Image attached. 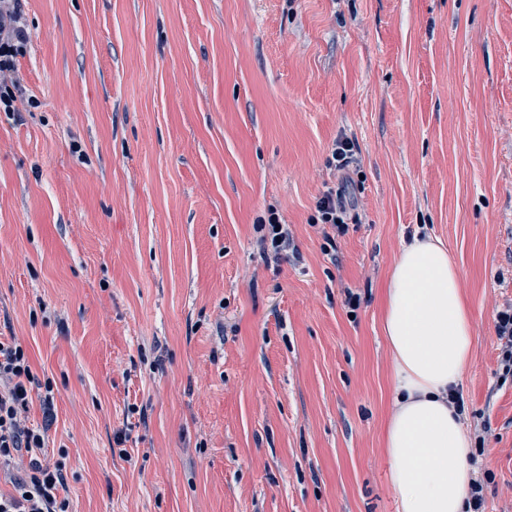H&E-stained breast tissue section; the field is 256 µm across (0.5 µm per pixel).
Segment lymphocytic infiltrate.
<instances>
[{
  "label": "lymphocytic infiltrate",
  "instance_id": "obj_1",
  "mask_svg": "<svg viewBox=\"0 0 512 512\" xmlns=\"http://www.w3.org/2000/svg\"><path fill=\"white\" fill-rule=\"evenodd\" d=\"M29 36L24 23L23 0H0V112L15 109L19 91L17 59L26 52ZM328 164L343 172L337 184L326 187L315 201L310 221L345 232L347 224L359 223L354 180L349 168L358 166L355 140L341 136L332 147ZM51 407L53 386L33 373L26 349L18 341H0V472L12 475L14 492L0 495V512H68L58 491L64 484L63 466H47L40 455L45 446L46 427L30 425L28 413L34 399ZM25 456L29 466L24 475L13 476L16 458Z\"/></svg>",
  "mask_w": 512,
  "mask_h": 512
}]
</instances>
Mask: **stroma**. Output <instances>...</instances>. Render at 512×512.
<instances>
[{"instance_id": "1", "label": "stroma", "mask_w": 512, "mask_h": 512, "mask_svg": "<svg viewBox=\"0 0 512 512\" xmlns=\"http://www.w3.org/2000/svg\"><path fill=\"white\" fill-rule=\"evenodd\" d=\"M0 112V337L53 385L69 512H398L383 288L421 231L476 345L487 512H512V0H24ZM36 107H29V100ZM354 139L360 223L315 200ZM295 251L266 263L269 209ZM360 298L349 310L346 293ZM124 443H117V436ZM328 164L338 172H344L345 174L348 173L350 167L358 168V146L356 141L347 136L338 137L333 144ZM495 332L498 340L499 379H512V302L497 311Z\"/></svg>"}]
</instances>
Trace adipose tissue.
Masks as SVG:
<instances>
[{
	"label": "adipose tissue",
	"mask_w": 512,
	"mask_h": 512,
	"mask_svg": "<svg viewBox=\"0 0 512 512\" xmlns=\"http://www.w3.org/2000/svg\"><path fill=\"white\" fill-rule=\"evenodd\" d=\"M393 410L383 431L398 512H467L474 477L465 418L448 405L475 347L461 277L445 245L414 234L385 284Z\"/></svg>",
	"instance_id": "ef3b65f1"
}]
</instances>
